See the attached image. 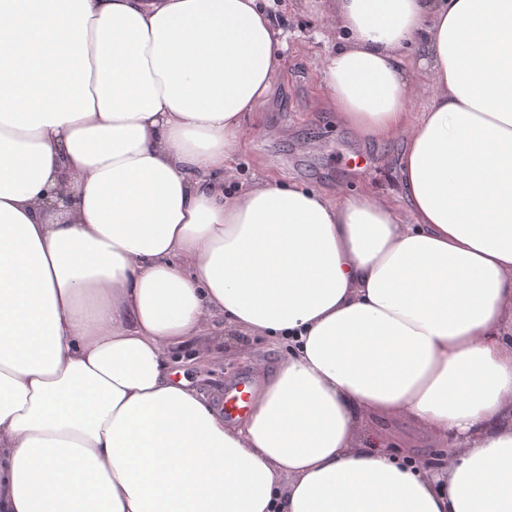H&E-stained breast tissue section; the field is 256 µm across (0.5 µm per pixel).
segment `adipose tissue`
Masks as SVG:
<instances>
[{
  "instance_id": "obj_1",
  "label": "adipose tissue",
  "mask_w": 512,
  "mask_h": 512,
  "mask_svg": "<svg viewBox=\"0 0 512 512\" xmlns=\"http://www.w3.org/2000/svg\"><path fill=\"white\" fill-rule=\"evenodd\" d=\"M291 7L405 205L237 181L260 0H0V512H512V0ZM229 334L288 348L235 423Z\"/></svg>"
}]
</instances>
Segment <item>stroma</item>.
<instances>
[{
	"instance_id": "1",
	"label": "stroma",
	"mask_w": 512,
	"mask_h": 512,
	"mask_svg": "<svg viewBox=\"0 0 512 512\" xmlns=\"http://www.w3.org/2000/svg\"><path fill=\"white\" fill-rule=\"evenodd\" d=\"M286 35L281 71L258 111L247 115L234 166L240 179H251L266 169L286 182L319 189L340 199L352 192L405 205L400 177L404 142L362 139L336 117L322 101V61L329 31L324 21L298 15H277ZM363 158L355 166L354 158ZM237 355L200 368L182 369L192 386L209 395L221 393L226 382L254 374L255 363L273 369L280 347L263 336L241 337Z\"/></svg>"
}]
</instances>
